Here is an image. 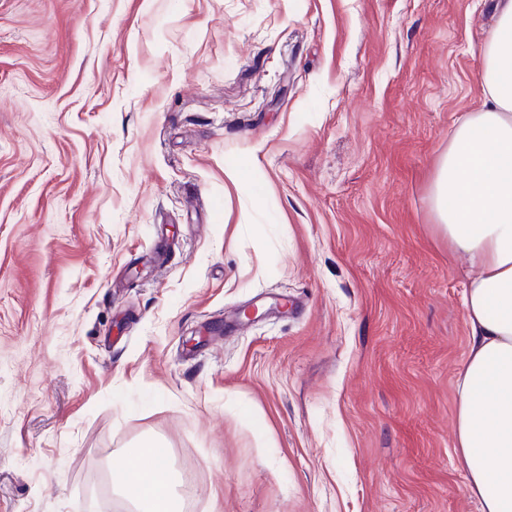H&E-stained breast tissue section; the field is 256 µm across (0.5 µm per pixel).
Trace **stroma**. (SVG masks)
I'll use <instances>...</instances> for the list:
<instances>
[{
	"label": "stroma",
	"instance_id": "obj_1",
	"mask_svg": "<svg viewBox=\"0 0 512 512\" xmlns=\"http://www.w3.org/2000/svg\"><path fill=\"white\" fill-rule=\"evenodd\" d=\"M495 4L0 0V512H132L149 437L197 512H479L430 189Z\"/></svg>",
	"mask_w": 512,
	"mask_h": 512
}]
</instances>
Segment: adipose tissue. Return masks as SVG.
Returning <instances> with one entry per match:
<instances>
[{
    "label": "adipose tissue",
    "mask_w": 512,
    "mask_h": 512,
    "mask_svg": "<svg viewBox=\"0 0 512 512\" xmlns=\"http://www.w3.org/2000/svg\"><path fill=\"white\" fill-rule=\"evenodd\" d=\"M480 111L458 121L431 187L435 231L470 263V331L457 381L456 448L480 512H512V0L482 48ZM145 438L112 467L114 489L140 512H170L171 475Z\"/></svg>",
    "instance_id": "1"
}]
</instances>
